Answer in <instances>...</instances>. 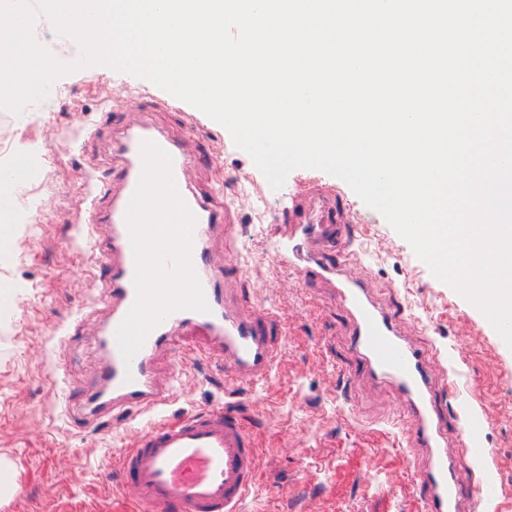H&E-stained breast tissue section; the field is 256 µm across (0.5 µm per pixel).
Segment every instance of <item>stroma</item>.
Masks as SVG:
<instances>
[{
  "label": "stroma",
  "mask_w": 512,
  "mask_h": 512,
  "mask_svg": "<svg viewBox=\"0 0 512 512\" xmlns=\"http://www.w3.org/2000/svg\"><path fill=\"white\" fill-rule=\"evenodd\" d=\"M52 91L19 115L0 108V141L41 148L33 178L14 198L42 216L0 249V281L15 292L13 306L0 310V453L21 467L20 490L0 512H136L118 466L132 436L129 419L100 396L101 330L111 309L91 298L101 294L108 270L71 243L87 169L112 160V112L146 111L156 126L191 139L193 186L229 207L241 226L249 216L233 204L242 191L235 174L257 167L224 126L148 80L93 66L60 78ZM192 118L197 128L188 127ZM214 150L220 162L209 160ZM310 178L300 168L282 188L264 186L260 206L268 218L240 241L248 264L262 266L241 288L285 326L277 368L268 380L234 390L225 387L223 369L192 356L163 415L225 404L253 431L259 477L246 512H288L289 502L304 500L311 512H423L412 494L404 433L376 424L398 410V401L365 379L351 393L360 420L339 410L336 365L353 361L348 316L326 289L299 285L277 261L284 252L279 218L289 195ZM342 197L374 297L385 308H404L415 340L448 360V406L467 404L488 416L484 465L465 471L468 489L495 479L498 493L485 512H512V347L378 211L351 188Z\"/></svg>",
  "instance_id": "stroma-1"
}]
</instances>
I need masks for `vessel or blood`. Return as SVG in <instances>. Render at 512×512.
Instances as JSON below:
<instances>
[{
  "mask_svg": "<svg viewBox=\"0 0 512 512\" xmlns=\"http://www.w3.org/2000/svg\"><path fill=\"white\" fill-rule=\"evenodd\" d=\"M145 140L171 155L177 188L197 219L192 262L209 310L170 314L128 363L116 340L117 328L136 299V265L125 211L142 172L140 144ZM193 161L188 142L173 140L145 121H125L113 153L111 183L89 180L82 207L85 221L77 225L75 240H96L101 225L112 227V268L103 296L112 305V319L106 330L109 358L102 379L116 410L160 415L170 398L171 381L182 367L179 360H170L167 378L161 381L156 361L176 342L193 355L199 350L196 337H208L213 346L209 357L223 366L224 382L232 386L265 380L281 358L285 331L277 314L250 301L232 302L235 277L227 268L211 266L206 237L221 233L225 255L236 257L235 227L228 223L226 210L193 189ZM346 222L335 187L304 183L290 197L282 222L288 271L300 283L331 288L353 321L352 346L358 359L355 366L342 368L344 384L360 373L386 379L405 403V415L392 413L385 420L403 427L410 447L426 451L423 475L414 486L426 512H468L458 478L462 462L448 452V433L456 431L469 440L471 455L483 456L481 433L488 418L478 411L450 418L441 409L436 395L438 389L450 387L446 371L410 337L403 313L389 312L372 300L365 278L356 272L359 260ZM119 464L140 512H244L258 477L253 433L220 408H193L178 420L159 418L141 427Z\"/></svg>",
  "mask_w": 512,
  "mask_h": 512,
  "instance_id": "vessel-or-blood-1",
  "label": "vessel or blood"
}]
</instances>
